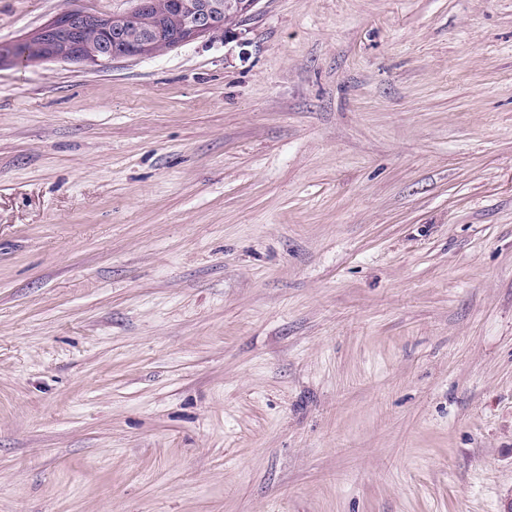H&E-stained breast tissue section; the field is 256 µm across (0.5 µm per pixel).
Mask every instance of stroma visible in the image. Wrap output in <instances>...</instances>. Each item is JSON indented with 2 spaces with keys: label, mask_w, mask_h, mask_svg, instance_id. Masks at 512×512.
I'll list each match as a JSON object with an SVG mask.
<instances>
[{
  "label": "stroma",
  "mask_w": 512,
  "mask_h": 512,
  "mask_svg": "<svg viewBox=\"0 0 512 512\" xmlns=\"http://www.w3.org/2000/svg\"><path fill=\"white\" fill-rule=\"evenodd\" d=\"M511 503L512 0L0 65V512Z\"/></svg>",
  "instance_id": "obj_1"
}]
</instances>
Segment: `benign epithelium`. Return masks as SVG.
<instances>
[{
  "label": "benign epithelium",
  "mask_w": 512,
  "mask_h": 512,
  "mask_svg": "<svg viewBox=\"0 0 512 512\" xmlns=\"http://www.w3.org/2000/svg\"><path fill=\"white\" fill-rule=\"evenodd\" d=\"M125 13L62 11L28 36L43 44L41 59L101 67L148 57L225 32L224 0H134Z\"/></svg>",
  "instance_id": "7a95c632"
}]
</instances>
